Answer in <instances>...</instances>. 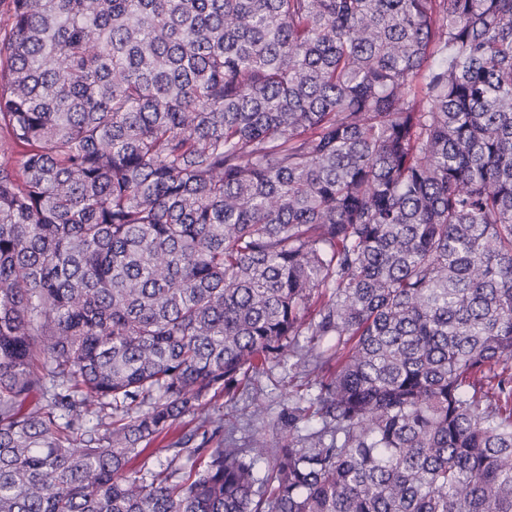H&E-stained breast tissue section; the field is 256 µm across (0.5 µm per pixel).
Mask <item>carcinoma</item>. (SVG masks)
Listing matches in <instances>:
<instances>
[{
  "label": "carcinoma",
  "instance_id": "cac0c4a2",
  "mask_svg": "<svg viewBox=\"0 0 512 512\" xmlns=\"http://www.w3.org/2000/svg\"><path fill=\"white\" fill-rule=\"evenodd\" d=\"M0 1V512H512V0ZM293 362L295 359L270 361L233 401H227L224 395L216 399L217 413L224 415V437L234 428L233 438L239 447H244L248 436L258 430L275 442L281 434L288 433L291 417L296 418L295 424L302 434L321 427L320 418L307 408L308 398L317 393L315 383L319 379L292 366ZM256 402L265 407L262 419L252 415ZM193 429L194 423L186 427L179 423L174 424L167 434H162L155 442L147 447L148 449L142 456L132 462V471L138 470L144 461H146V467L149 469H159L160 464L165 466L174 454L172 449H168L171 448L169 445L182 435L193 433Z\"/></svg>",
  "mask_w": 512,
  "mask_h": 512
}]
</instances>
